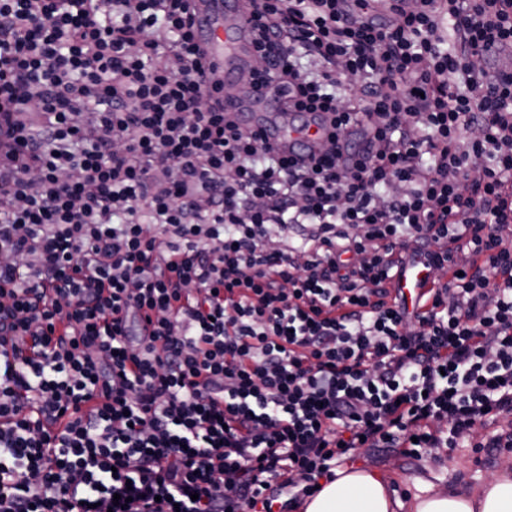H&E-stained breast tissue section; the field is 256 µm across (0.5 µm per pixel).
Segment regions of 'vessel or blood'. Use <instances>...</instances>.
Here are the masks:
<instances>
[{
    "label": "vessel or blood",
    "instance_id": "vessel-or-blood-1",
    "mask_svg": "<svg viewBox=\"0 0 512 512\" xmlns=\"http://www.w3.org/2000/svg\"><path fill=\"white\" fill-rule=\"evenodd\" d=\"M190 9L200 22L196 40L210 61L206 82L223 86L225 109L245 112L251 124L263 126L277 150L302 141L320 142L322 131L317 124H310L302 131L294 129L291 117L284 112L286 97L278 81L268 82L255 92L242 83L241 75L252 52L247 13L238 10L234 0H190ZM399 286L420 296L430 288L420 267L414 263L405 267Z\"/></svg>",
    "mask_w": 512,
    "mask_h": 512
}]
</instances>
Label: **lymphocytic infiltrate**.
I'll return each instance as SVG.
<instances>
[{"label": "lymphocytic infiltrate", "instance_id": "f902f5d3", "mask_svg": "<svg viewBox=\"0 0 512 512\" xmlns=\"http://www.w3.org/2000/svg\"><path fill=\"white\" fill-rule=\"evenodd\" d=\"M0 0V512H285L370 448L512 447V0ZM420 261L426 311L386 286ZM190 9L201 24L196 40L210 61L207 85L224 86V108L248 112L246 119L263 126L272 145L280 152L302 141L320 142L322 131L315 123H310L303 131L293 129L292 118L282 113L286 97L278 81L268 82L255 93L240 81L252 52L247 13L238 10L231 0H190Z\"/></svg>", "mask_w": 512, "mask_h": 512}]
</instances>
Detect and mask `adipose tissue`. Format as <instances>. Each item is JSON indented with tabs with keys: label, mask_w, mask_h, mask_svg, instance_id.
I'll return each instance as SVG.
<instances>
[{
	"label": "adipose tissue",
	"mask_w": 512,
	"mask_h": 512,
	"mask_svg": "<svg viewBox=\"0 0 512 512\" xmlns=\"http://www.w3.org/2000/svg\"><path fill=\"white\" fill-rule=\"evenodd\" d=\"M319 485L301 512H512V468L507 466L474 492L439 491L428 484L408 501L392 496L389 479L355 466L336 467Z\"/></svg>",
	"instance_id": "adipose-tissue-1"
}]
</instances>
